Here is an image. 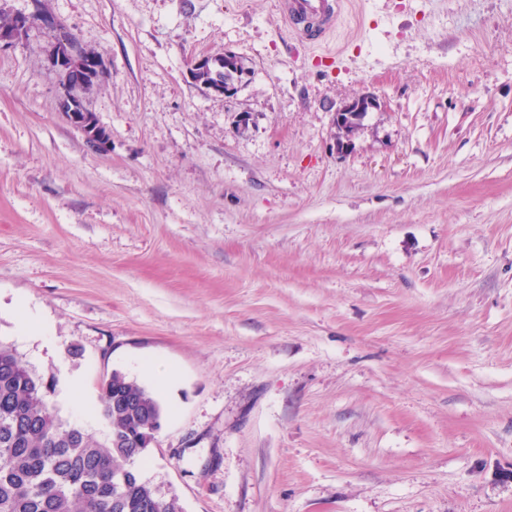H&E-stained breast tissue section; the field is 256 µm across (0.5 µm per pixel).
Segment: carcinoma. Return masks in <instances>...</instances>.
Instances as JSON below:
<instances>
[{"instance_id":"cac0c4a2","label":"carcinoma","mask_w":512,"mask_h":512,"mask_svg":"<svg viewBox=\"0 0 512 512\" xmlns=\"http://www.w3.org/2000/svg\"><path fill=\"white\" fill-rule=\"evenodd\" d=\"M53 390L0 343V512H183L137 466L163 416L150 388L119 371L107 376L101 437L64 423L48 402Z\"/></svg>"}]
</instances>
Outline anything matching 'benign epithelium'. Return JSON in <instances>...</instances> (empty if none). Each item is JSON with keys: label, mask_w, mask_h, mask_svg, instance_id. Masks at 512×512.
<instances>
[{"label": "benign epithelium", "mask_w": 512, "mask_h": 512, "mask_svg": "<svg viewBox=\"0 0 512 512\" xmlns=\"http://www.w3.org/2000/svg\"><path fill=\"white\" fill-rule=\"evenodd\" d=\"M33 27V14L20 13L13 16L12 23L0 28V51L13 46ZM50 68L64 76V97L62 107L67 121L79 129L88 145L96 151H104L109 146V134L94 115L77 105L71 90L83 79L95 80L103 77L104 64L100 56L88 55L74 50L70 42L56 45L47 57ZM213 58L210 56L192 57L187 61V70L192 79L206 89L220 95H226L232 89V83L209 80ZM380 107L378 99L372 96L355 98L336 109V151L347 152L352 145V138L359 129L364 113L371 108Z\"/></svg>", "instance_id": "benign-epithelium-1"}]
</instances>
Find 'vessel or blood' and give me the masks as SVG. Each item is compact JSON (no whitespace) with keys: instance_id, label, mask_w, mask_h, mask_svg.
Returning a JSON list of instances; mask_svg holds the SVG:
<instances>
[{"instance_id":"b4317fda","label":"vessel or blood","mask_w":512,"mask_h":512,"mask_svg":"<svg viewBox=\"0 0 512 512\" xmlns=\"http://www.w3.org/2000/svg\"><path fill=\"white\" fill-rule=\"evenodd\" d=\"M347 0H275L287 32L303 43H325L341 24Z\"/></svg>"}]
</instances>
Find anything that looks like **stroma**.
I'll return each mask as SVG.
<instances>
[{"mask_svg":"<svg viewBox=\"0 0 512 512\" xmlns=\"http://www.w3.org/2000/svg\"><path fill=\"white\" fill-rule=\"evenodd\" d=\"M37 9L0 51V342L59 415L101 433L115 370L154 390L144 473L184 512H512V0H351L318 48L274 0L0 19ZM64 32L105 61L107 151L62 113ZM227 51L233 93L193 82ZM213 63V57L199 56L191 57L187 61V70L192 79L203 85L206 89L220 95H226L232 89V82L223 83L220 81H210L209 74ZM381 104L378 99L372 96L355 98L336 110V151L347 152L352 145V138L359 129L360 121L364 113L370 108H378Z\"/></svg>","mask_w":512,"mask_h":512,"instance_id":"1","label":"stroma"}]
</instances>
